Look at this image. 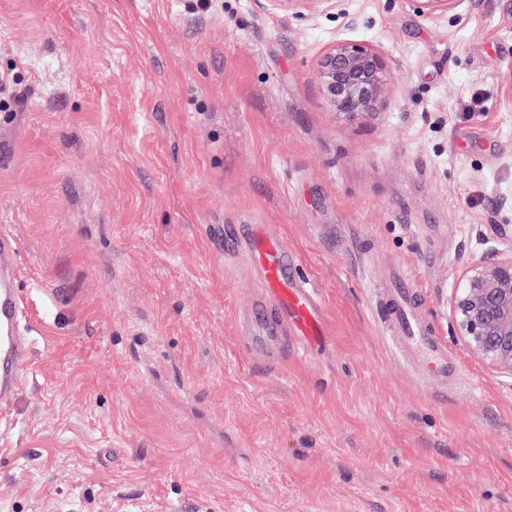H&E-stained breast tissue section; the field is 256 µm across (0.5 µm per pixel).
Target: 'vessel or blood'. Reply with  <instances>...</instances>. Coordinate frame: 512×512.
I'll return each mask as SVG.
<instances>
[{"label":"vessel or blood","instance_id":"obj_1","mask_svg":"<svg viewBox=\"0 0 512 512\" xmlns=\"http://www.w3.org/2000/svg\"><path fill=\"white\" fill-rule=\"evenodd\" d=\"M244 242L253 252L260 285L248 333L250 350L268 361H278L291 350L308 353L325 345L328 332L318 292L310 279L294 275L296 256L266 225L252 224ZM18 246L9 235L0 236V398L16 389L25 367L28 346L16 332L22 313L17 294ZM393 286L379 302L389 311L385 329L403 355L439 376L448 374V345L424 324L412 301L407 271H395Z\"/></svg>","mask_w":512,"mask_h":512}]
</instances>
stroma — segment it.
Returning a JSON list of instances; mask_svg holds the SVG:
<instances>
[{"label":"stroma","instance_id":"stroma-1","mask_svg":"<svg viewBox=\"0 0 512 512\" xmlns=\"http://www.w3.org/2000/svg\"><path fill=\"white\" fill-rule=\"evenodd\" d=\"M339 38L399 78L370 119L314 77ZM0 141L30 341L0 512H512V377L448 323L512 239V0H0ZM246 224L296 252L324 349H248ZM400 267L447 379L384 334ZM334 0H267L271 8L284 13H303L304 11L315 13L328 7ZM418 11L427 18H436L460 7L465 0H414Z\"/></svg>","mask_w":512,"mask_h":512}]
</instances>
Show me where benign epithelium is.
Listing matches in <instances>:
<instances>
[{
  "instance_id": "obj_1",
  "label": "benign epithelium",
  "mask_w": 512,
  "mask_h": 512,
  "mask_svg": "<svg viewBox=\"0 0 512 512\" xmlns=\"http://www.w3.org/2000/svg\"><path fill=\"white\" fill-rule=\"evenodd\" d=\"M284 13L318 12L332 0H267ZM418 11L436 18L465 0H415ZM315 78L327 103L350 117L367 118L386 103L397 75L382 53L338 39L320 56ZM453 335L486 366L512 376V246L489 257L473 255L448 295Z\"/></svg>"
}]
</instances>
